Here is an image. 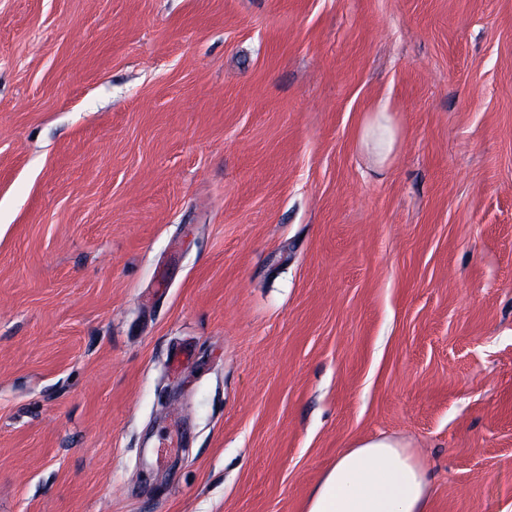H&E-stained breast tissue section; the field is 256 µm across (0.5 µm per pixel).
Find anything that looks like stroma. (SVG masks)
Masks as SVG:
<instances>
[{"mask_svg": "<svg viewBox=\"0 0 512 512\" xmlns=\"http://www.w3.org/2000/svg\"><path fill=\"white\" fill-rule=\"evenodd\" d=\"M377 435L512 512V0H0V512H304ZM394 112V106L389 99L379 100L373 105L361 127V143L379 163H384L391 157L399 141L400 131Z\"/></svg>", "mask_w": 512, "mask_h": 512, "instance_id": "stroma-1", "label": "stroma"}]
</instances>
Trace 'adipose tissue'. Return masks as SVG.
<instances>
[{
	"label": "adipose tissue",
	"instance_id": "ef3b65f1",
	"mask_svg": "<svg viewBox=\"0 0 512 512\" xmlns=\"http://www.w3.org/2000/svg\"><path fill=\"white\" fill-rule=\"evenodd\" d=\"M400 131L390 100L376 102L360 140L378 162L387 161ZM431 486L422 461L396 441L375 436L340 453L313 488L306 512H430Z\"/></svg>",
	"mask_w": 512,
	"mask_h": 512
}]
</instances>
